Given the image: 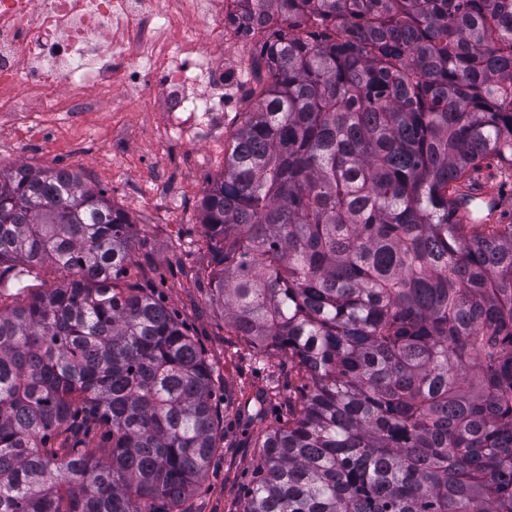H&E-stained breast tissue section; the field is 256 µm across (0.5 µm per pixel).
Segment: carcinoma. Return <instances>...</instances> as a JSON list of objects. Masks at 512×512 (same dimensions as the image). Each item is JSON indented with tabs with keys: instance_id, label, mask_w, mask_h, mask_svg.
Wrapping results in <instances>:
<instances>
[{
	"instance_id": "1",
	"label": "carcinoma",
	"mask_w": 512,
	"mask_h": 512,
	"mask_svg": "<svg viewBox=\"0 0 512 512\" xmlns=\"http://www.w3.org/2000/svg\"><path fill=\"white\" fill-rule=\"evenodd\" d=\"M267 83L201 200L224 328L262 392L243 512H512V224L451 197L512 169V0H234ZM131 222L66 169L0 173V512H174L222 450L214 371L141 283ZM102 442L90 447V436ZM10 273L4 280L5 303H11L12 300H22L31 293L38 291L39 288H50L63 282L65 273L51 269L47 274H39L38 277L33 273L30 276H19L18 278L8 279L12 276ZM11 295V296H9Z\"/></svg>"
}]
</instances>
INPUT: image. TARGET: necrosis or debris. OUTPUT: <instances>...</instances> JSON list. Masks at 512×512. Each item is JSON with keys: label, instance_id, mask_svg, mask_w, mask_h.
<instances>
[{"label": "necrosis or debris", "instance_id": "necrosis-or-debris-1", "mask_svg": "<svg viewBox=\"0 0 512 512\" xmlns=\"http://www.w3.org/2000/svg\"><path fill=\"white\" fill-rule=\"evenodd\" d=\"M232 0H0V128L40 127L43 112L82 115L120 87L165 108L194 141L224 132V42ZM194 37L173 40L187 18ZM43 112L17 103L18 89Z\"/></svg>", "mask_w": 512, "mask_h": 512}]
</instances>
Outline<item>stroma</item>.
<instances>
[{"label":"stroma","instance_id":"1","mask_svg":"<svg viewBox=\"0 0 512 512\" xmlns=\"http://www.w3.org/2000/svg\"><path fill=\"white\" fill-rule=\"evenodd\" d=\"M266 79L255 44L225 38V136L236 132L251 106L250 85ZM51 125L44 134L0 132V170L22 164L35 170L64 168L85 184L106 190L132 223L131 257L144 264L153 297L185 325L227 389L244 381L260 389L271 377L287 388L292 379L287 356H279L274 372H267L256 350L225 333L223 302L186 287L181 272L206 253L200 201L224 172L223 144L170 136L160 105L144 106L118 90L84 122H72L69 113L59 112ZM218 407L224 418V451L186 494L182 512H243L245 492L253 485V431L235 402L222 401Z\"/></svg>","mask_w":512,"mask_h":512}]
</instances>
